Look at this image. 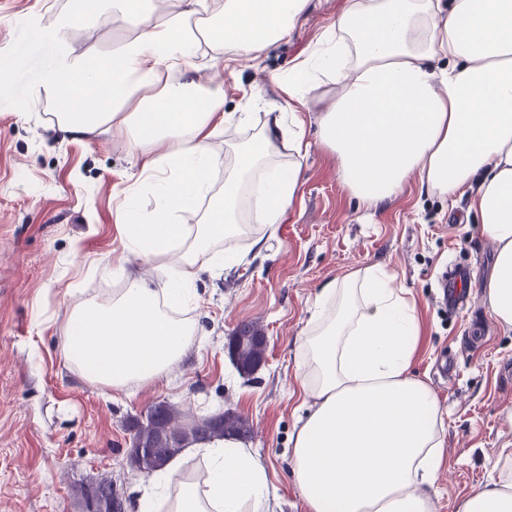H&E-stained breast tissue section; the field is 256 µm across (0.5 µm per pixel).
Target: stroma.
<instances>
[{"label": "stroma", "instance_id": "stroma-1", "mask_svg": "<svg viewBox=\"0 0 512 512\" xmlns=\"http://www.w3.org/2000/svg\"><path fill=\"white\" fill-rule=\"evenodd\" d=\"M72 4L0 0V512H80L72 484L101 480L134 512L148 478L130 466L127 422L158 401L198 417L237 410L252 428L245 443L265 468L273 512H310L292 459L305 400L301 338L321 286L367 266L387 271L415 304L413 369L445 417L434 512H458L493 478L500 449L512 448V332L483 299L495 246L476 234L463 195L450 202L414 180L376 206L362 203L315 132L283 222L219 243L223 265L192 283L185 314L197 342L166 379L116 392L71 369L64 347L76 302L105 295L129 275L158 291L169 286L157 262L130 251L114 227L137 172L135 149L121 136L68 133L50 102L31 99L58 52L44 29L72 17ZM348 5L310 0L288 40L225 74V111H241L253 96L260 103L249 124L225 126L217 156L260 135L267 112L283 103L272 74H286L313 50ZM457 263L473 278L466 302L451 311L437 283ZM244 322L267 338L265 362L248 376L227 349Z\"/></svg>", "mask_w": 512, "mask_h": 512}]
</instances>
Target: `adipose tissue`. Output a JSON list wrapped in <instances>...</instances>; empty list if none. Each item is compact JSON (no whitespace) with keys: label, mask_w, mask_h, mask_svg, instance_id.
Returning <instances> with one entry per match:
<instances>
[{"label":"adipose tissue","mask_w":512,"mask_h":512,"mask_svg":"<svg viewBox=\"0 0 512 512\" xmlns=\"http://www.w3.org/2000/svg\"><path fill=\"white\" fill-rule=\"evenodd\" d=\"M308 0H92L88 16L115 21L125 40L112 53L59 51L34 99L49 95L73 134L99 129L147 146L139 181L157 192L150 216L125 203L117 228L130 249L174 277L158 294L138 277L69 315L66 357L90 383L115 390L166 377L194 346L195 327L176 319L210 249L234 235L243 185L288 144L297 159L268 180L251 220L281 223L293 203L310 144L302 112L315 111L317 139L335 153L363 202L400 193L412 173L439 195L469 197L475 232L496 247L484 287L488 310L512 331V0H352L311 54L281 77L286 113L241 149L224 177L214 141L230 120L224 71L286 40ZM211 16L206 32L192 20ZM210 69L207 83L190 73ZM336 74L321 92L317 72ZM209 200L206 223L189 227ZM303 336L300 384L311 398L293 445L298 487L310 512H433L429 489L443 463L444 415L412 370L420 334L415 308L387 273L368 266L326 284ZM210 461L206 488L182 485L170 512H267L266 472L251 449L225 439L190 445ZM497 480L460 512H512V448Z\"/></svg>","instance_id":"adipose-tissue-1"}]
</instances>
